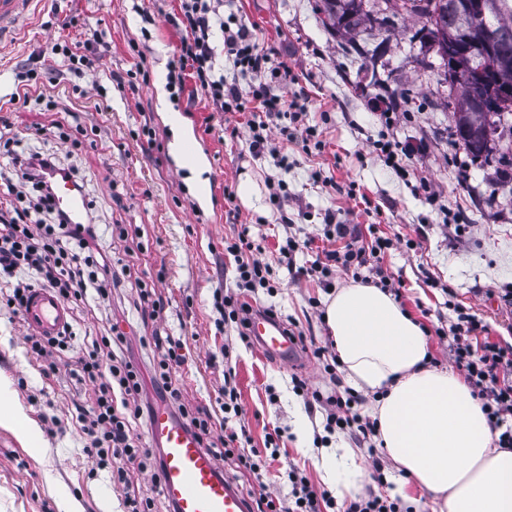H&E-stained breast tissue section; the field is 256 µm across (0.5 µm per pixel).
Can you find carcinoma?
<instances>
[{"instance_id": "cac0c4a2", "label": "carcinoma", "mask_w": 512, "mask_h": 512, "mask_svg": "<svg viewBox=\"0 0 512 512\" xmlns=\"http://www.w3.org/2000/svg\"><path fill=\"white\" fill-rule=\"evenodd\" d=\"M399 8L408 16L426 20L429 40L436 46L442 61L453 60L460 53L463 40L457 38L460 8L463 0H400ZM495 8L487 18L492 49L497 55L512 57V0H493ZM322 12L333 34H352L370 25L383 29L389 26V16L381 10L366 6V0H322ZM469 72L481 70L480 77L467 76L460 80L448 73L450 92L455 94L453 112L456 117L455 135L463 138V129L474 101L488 92L492 83L502 81L512 84V73L487 72L488 61L484 58L460 59Z\"/></svg>"}]
</instances>
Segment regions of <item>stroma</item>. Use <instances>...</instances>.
Wrapping results in <instances>:
<instances>
[{"label": "stroma", "instance_id": "35a3bbf8", "mask_svg": "<svg viewBox=\"0 0 512 512\" xmlns=\"http://www.w3.org/2000/svg\"><path fill=\"white\" fill-rule=\"evenodd\" d=\"M178 6L179 0H39L24 33L0 41V96L11 92L20 71L33 66L55 103L9 106L13 135L22 148L66 154L92 202L90 215L101 226L104 248L113 246V225L138 229L141 248L123 261L168 299L167 332L187 339L177 373L184 397L214 406L225 366L234 368L253 446L263 447L267 432H281L279 453L265 475L272 488L283 485L292 467L324 487L321 471L302 451L303 435L324 436L343 441L363 470L349 498L372 492L393 499L405 490L414 499L410 512H433L431 493L408 483L382 449H370L345 431L326 433L321 413H310L293 390L298 376L325 395L349 391L343 372L328 374L325 359L308 349L286 366L260 349L245 348L235 328L216 329L212 295L219 289L273 307L281 320L325 345L328 292L317 278L280 265L276 243L318 236L325 213L332 211L344 223L363 229L373 224L391 238L377 264L397 289L399 304L428 329L431 366L453 369L448 343L434 330L455 322L456 307L471 309L493 339L507 336L512 325V305L502 299L512 291V167L499 161L512 140L501 137L487 163L465 152L454 134L444 68L429 39L418 35L422 19L398 16L389 29H363L347 39L324 26L320 0H224L225 13L253 31L259 50L287 64L281 94L289 101L304 98V124L322 133L321 149L309 153L272 133V143L288 155L287 169H280L274 156L250 154L246 116L221 117L192 90L170 87L180 38L171 18ZM74 16L83 26H70ZM87 39L96 40L101 54L93 71L74 74L51 52L57 41ZM377 45L383 66L375 71L364 53ZM141 60L148 66L144 80L134 76ZM388 90L397 94L398 119L385 131L369 104ZM383 136L426 144L413 166L438 193V204L414 192L373 150V141ZM178 137L198 140L200 172L176 153ZM315 171L321 175L317 183L311 178ZM246 175L258 188L252 206L225 201V186H237ZM198 179L210 187L203 201L192 189ZM271 179L283 180L288 191L278 210L269 201ZM449 212L472 225V234L455 236L444 224ZM244 224L265 241L262 258L280 283L274 293L249 292L236 283L224 242ZM410 240L417 241L416 249L407 248ZM110 318L151 333L136 310H109L87 297L72 312L75 337L61 353V368L47 377L25 355L21 318L0 305V379L17 393L35 430L30 443L0 426V512H67L66 499L72 504L68 512H124L121 489L109 469L93 468L74 418L75 404H91L93 387L77 383L69 368L84 337L96 335L99 321ZM228 340L234 349L226 360L220 349ZM377 462L384 467L382 485L372 478Z\"/></svg>", "mask_w": 512, "mask_h": 512}]
</instances>
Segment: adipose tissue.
Here are the masks:
<instances>
[{"label":"adipose tissue","mask_w":512,"mask_h":512,"mask_svg":"<svg viewBox=\"0 0 512 512\" xmlns=\"http://www.w3.org/2000/svg\"><path fill=\"white\" fill-rule=\"evenodd\" d=\"M346 380L373 393L376 441L433 496L436 512H512V448H498L481 403L429 364L424 332L390 293L352 283L325 299Z\"/></svg>","instance_id":"adipose-tissue-1"}]
</instances>
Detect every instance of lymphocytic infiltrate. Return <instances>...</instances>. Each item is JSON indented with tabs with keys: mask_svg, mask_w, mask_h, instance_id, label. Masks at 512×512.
<instances>
[{
	"mask_svg": "<svg viewBox=\"0 0 512 512\" xmlns=\"http://www.w3.org/2000/svg\"><path fill=\"white\" fill-rule=\"evenodd\" d=\"M177 26L182 36L174 50L177 81L193 79L218 111L248 113L249 151L253 156L277 154L269 132L278 125L283 140L306 144L318 139L317 127L299 124L303 104L294 112L285 110L279 92L288 77L285 63H273L259 52L250 30L225 21L212 0H180ZM232 59L241 76L268 75V82L242 88L239 81H227L224 61ZM9 119L0 116V156H7L9 168L37 194L33 209L0 205V282L8 293L6 304L20 313L28 291L51 289L66 304L84 300L88 293L111 301L113 289L123 287L131 276L130 266H117L100 241L94 224H76L54 203L56 179L73 178L74 170L55 152L19 151L10 137ZM322 239L331 250L315 258L305 273L317 277L323 288L333 285L336 268L350 270L367 264L389 249L391 240L374 237L360 244L357 226L337 223L326 214ZM225 254L235 262L236 279L244 288L275 289L273 270L261 258L263 248L242 227L237 237L224 243ZM487 327L475 314L459 311L451 328H436L438 338L449 339L451 358L463 373L471 391L487 415L497 438L496 447H512V343L486 338ZM186 339L154 328L151 335L132 340L119 323H110L104 334L92 337L75 363V375L92 383L91 406L76 405V418L86 436V452L94 464L110 469L112 480L126 486L125 512H155L152 497L131 490L133 473L158 479L160 451L140 444L138 430L151 418L154 402H162L184 429L197 436L223 468L229 480L242 477L260 480L267 468L268 451L278 450L279 434H267L263 449L250 447V437L241 425L244 409L232 376H225L218 391L217 412L186 402L176 378L184 362ZM299 393L310 394L325 415V430L341 429L365 440L377 432L376 422L362 419L353 407L357 396L322 395L309 391L304 380L294 382ZM291 490L281 497L261 484L251 495L252 512H330L333 498L317 490L297 471H289Z\"/></svg>",
	"mask_w": 512,
	"mask_h": 512,
	"instance_id": "lymphocytic-infiltrate-1",
	"label": "lymphocytic infiltrate"
}]
</instances>
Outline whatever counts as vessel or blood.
<instances>
[{
  "instance_id": "1",
  "label": "vessel or blood",
  "mask_w": 512,
  "mask_h": 512,
  "mask_svg": "<svg viewBox=\"0 0 512 512\" xmlns=\"http://www.w3.org/2000/svg\"><path fill=\"white\" fill-rule=\"evenodd\" d=\"M35 0H0V33L23 30ZM69 315L49 289H33L23 310V325L34 336L55 335ZM251 334L260 348L281 362H294L295 344L280 323L261 314L251 317ZM150 435L163 449L160 488L178 512H248L245 495L215 472L214 462L197 438L186 432L166 407H156Z\"/></svg>"
}]
</instances>
